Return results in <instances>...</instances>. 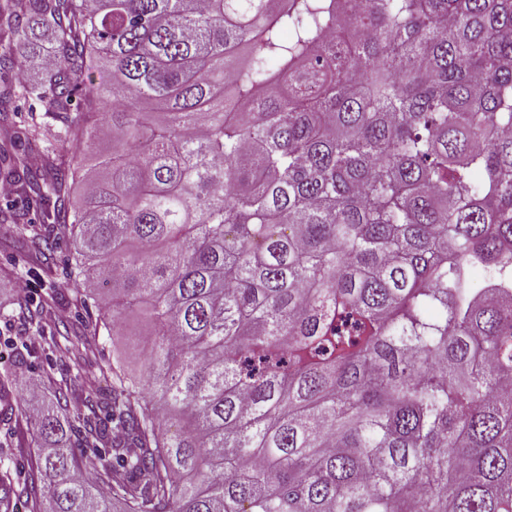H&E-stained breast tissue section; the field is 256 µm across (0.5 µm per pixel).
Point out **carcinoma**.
I'll return each mask as SVG.
<instances>
[{
	"instance_id": "1",
	"label": "carcinoma",
	"mask_w": 512,
	"mask_h": 512,
	"mask_svg": "<svg viewBox=\"0 0 512 512\" xmlns=\"http://www.w3.org/2000/svg\"><path fill=\"white\" fill-rule=\"evenodd\" d=\"M38 28L5 176L146 358L117 467L21 415L33 512H512V0H0V70Z\"/></svg>"
}]
</instances>
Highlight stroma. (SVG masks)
<instances>
[{
    "instance_id": "35a3bbf8",
    "label": "stroma",
    "mask_w": 512,
    "mask_h": 512,
    "mask_svg": "<svg viewBox=\"0 0 512 512\" xmlns=\"http://www.w3.org/2000/svg\"><path fill=\"white\" fill-rule=\"evenodd\" d=\"M68 246L57 241L53 250L37 253L14 236L0 235V370L27 369L25 378L14 381L7 409H0V471L11 483L10 512H29L24 488L34 473L35 450L30 437L20 435L15 420L31 395L59 399L67 415L86 411L97 391L110 389L108 372L115 357L126 360L128 369L141 371L144 352L135 336L142 318L128 314L125 335L98 329L101 312L94 301L77 304L78 285L70 275ZM31 283L33 292L23 301L11 295L15 280ZM55 299L56 314L40 321L38 328L24 327L22 308H39ZM87 353L81 367H74L67 353L71 344Z\"/></svg>"
}]
</instances>
